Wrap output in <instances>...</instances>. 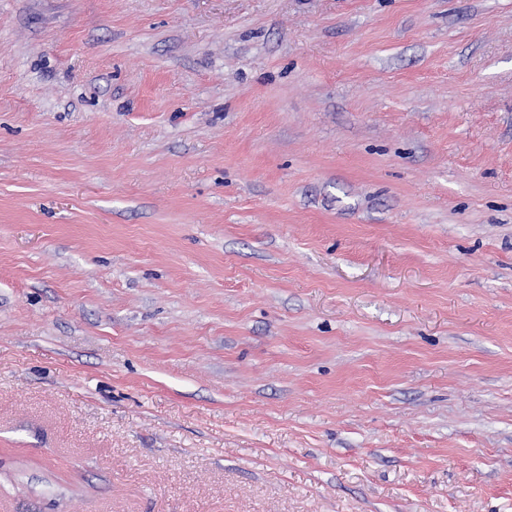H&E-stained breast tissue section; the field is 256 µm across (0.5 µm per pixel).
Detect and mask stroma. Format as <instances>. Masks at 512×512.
<instances>
[{"label":"stroma","instance_id":"stroma-1","mask_svg":"<svg viewBox=\"0 0 512 512\" xmlns=\"http://www.w3.org/2000/svg\"><path fill=\"white\" fill-rule=\"evenodd\" d=\"M0 512H512V0H0Z\"/></svg>","mask_w":512,"mask_h":512}]
</instances>
